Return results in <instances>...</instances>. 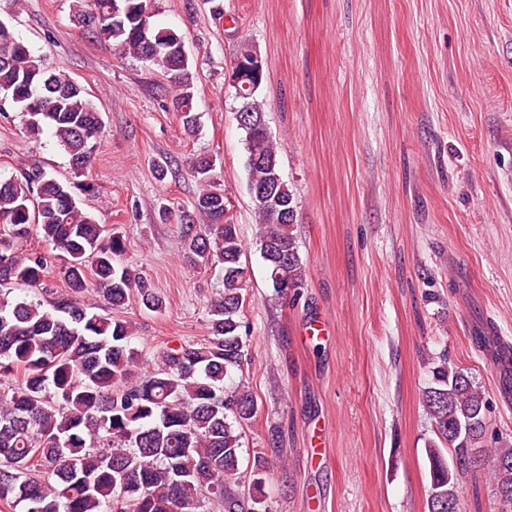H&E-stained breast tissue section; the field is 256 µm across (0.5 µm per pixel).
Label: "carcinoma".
Instances as JSON below:
<instances>
[{"label":"carcinoma","mask_w":512,"mask_h":512,"mask_svg":"<svg viewBox=\"0 0 512 512\" xmlns=\"http://www.w3.org/2000/svg\"><path fill=\"white\" fill-rule=\"evenodd\" d=\"M78 3L76 19L122 56L157 67L166 76L169 107L184 132L198 128L191 64L184 36L153 23L151 0ZM265 72L247 74L251 88L239 111L264 114L258 90ZM7 101L39 135L53 131L69 156L71 179L60 181L35 166L0 178V505L12 512H199L201 498L223 512H262L265 471H241L244 429L258 413L249 387L230 382L248 361L244 244L228 215L224 194L213 189L215 161L189 164L201 190L194 211L180 216L190 259L220 267L223 289L210 304L209 336L201 343L167 346L158 367L133 377L139 354L131 347V323L110 314H90L77 301L89 289L113 309L133 296L148 310L163 300L146 277L118 264L128 240L110 233L86 212L81 197L97 188L84 180L108 136L85 86L55 72L0 21V102ZM244 134L247 190L258 217L260 251L272 288L304 287L305 266L294 234L295 219H281L257 199L266 193L290 208L276 142L260 126ZM36 234L66 255L68 293L50 307L9 298L1 290L44 285L53 256H21L14 244ZM473 339L491 352L499 370V393L512 398V346L494 327ZM435 439L425 455L430 490L427 512H461L462 477L488 465L501 512H512V447L485 448L491 402L469 372L438 356L432 382L422 391Z\"/></svg>","instance_id":"obj_1"}]
</instances>
